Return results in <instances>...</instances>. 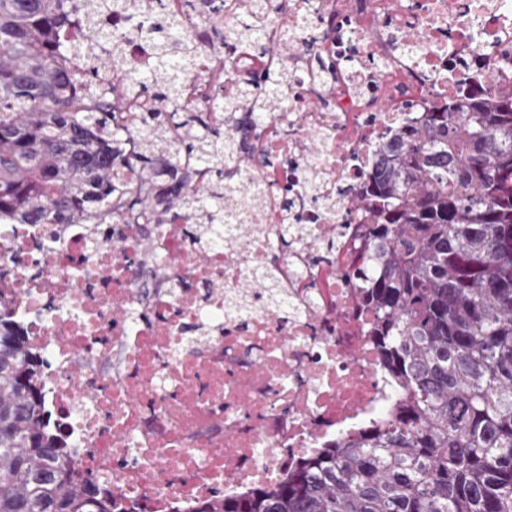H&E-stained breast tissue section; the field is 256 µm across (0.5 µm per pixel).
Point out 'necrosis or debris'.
<instances>
[{
	"mask_svg": "<svg viewBox=\"0 0 512 512\" xmlns=\"http://www.w3.org/2000/svg\"><path fill=\"white\" fill-rule=\"evenodd\" d=\"M267 51L217 54L190 18L186 99L239 128L227 182L259 176L238 230L202 250L186 213L137 224H1L0 306L45 362L60 445L138 512L280 482L296 460L387 419L386 376L348 270L368 212L345 195L395 131L475 81L512 89V0H265ZM289 50L267 122L214 102ZM270 277L273 294L256 286Z\"/></svg>",
	"mask_w": 512,
	"mask_h": 512,
	"instance_id": "1",
	"label": "necrosis or debris"
}]
</instances>
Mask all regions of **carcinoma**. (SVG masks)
Returning <instances> with one entry per match:
<instances>
[{"label":"carcinoma","mask_w":512,"mask_h":512,"mask_svg":"<svg viewBox=\"0 0 512 512\" xmlns=\"http://www.w3.org/2000/svg\"><path fill=\"white\" fill-rule=\"evenodd\" d=\"M65 0H0V224H132L150 205H190L224 226V156L201 106L184 103L194 58L184 19L129 32L155 68L112 61L154 108L114 125L119 98L85 99L66 71ZM248 35L214 28L222 53ZM288 84L281 63L222 105L265 120ZM210 190L177 174L180 154ZM364 190L368 264L353 272L370 336L404 396L388 424L302 458L273 489L172 512H512V91L449 99L382 149ZM137 168V185L114 168ZM41 361L0 312V512H136L83 473L45 421Z\"/></svg>","instance_id":"1"}]
</instances>
